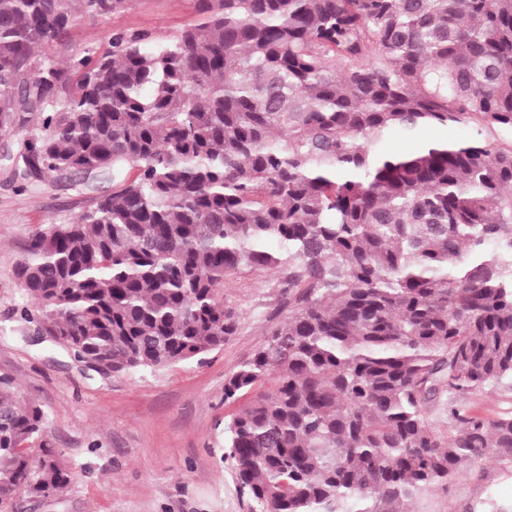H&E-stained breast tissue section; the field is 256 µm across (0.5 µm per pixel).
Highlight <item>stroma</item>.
I'll list each match as a JSON object with an SVG mask.
<instances>
[{"label":"stroma","instance_id":"35a3bbf8","mask_svg":"<svg viewBox=\"0 0 512 512\" xmlns=\"http://www.w3.org/2000/svg\"><path fill=\"white\" fill-rule=\"evenodd\" d=\"M196 0H129L96 21H80L53 58L108 48L113 32L171 38L196 18ZM25 129L0 136V374L12 377L24 401L41 406L47 428L75 473L51 499L18 492L12 512H251V502L224 461V380L288 315L279 272L245 269L229 278L224 301L243 315L223 349L206 363L112 374L79 362L25 320L16 268L28 236L41 225L69 222L92 194L70 179L32 186L14 177L10 157ZM445 136L512 144V132L477 125L395 135L391 152L413 151ZM512 505V459L491 456L447 485L425 489L410 512H490Z\"/></svg>","mask_w":512,"mask_h":512}]
</instances>
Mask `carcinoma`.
Here are the masks:
<instances>
[{
	"label": "carcinoma",
	"mask_w": 512,
	"mask_h": 512,
	"mask_svg": "<svg viewBox=\"0 0 512 512\" xmlns=\"http://www.w3.org/2000/svg\"><path fill=\"white\" fill-rule=\"evenodd\" d=\"M127 2L0 0V127H30L14 174L96 193L27 239L25 318L83 362L159 370L236 333L228 276L284 269L288 317L224 381L252 512H406L512 456V413L472 404L512 388V145L381 149L396 130L512 131V0H196L166 41L40 54ZM73 478L1 376L0 512Z\"/></svg>",
	"instance_id": "1"
}]
</instances>
